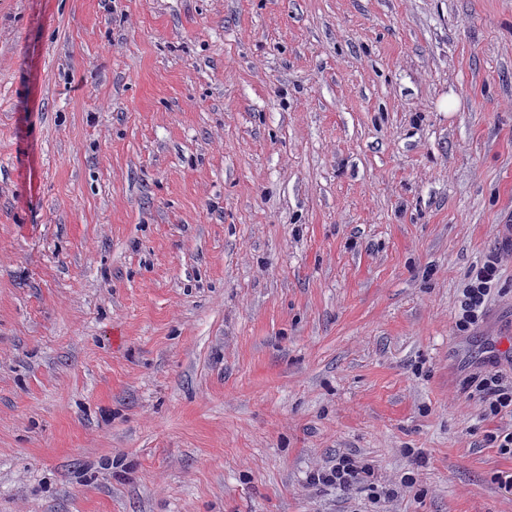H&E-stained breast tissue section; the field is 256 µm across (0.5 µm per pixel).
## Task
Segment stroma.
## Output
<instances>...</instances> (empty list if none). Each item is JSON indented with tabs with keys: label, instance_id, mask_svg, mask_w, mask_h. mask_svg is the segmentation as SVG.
I'll return each instance as SVG.
<instances>
[{
	"label": "stroma",
	"instance_id": "stroma-1",
	"mask_svg": "<svg viewBox=\"0 0 512 512\" xmlns=\"http://www.w3.org/2000/svg\"><path fill=\"white\" fill-rule=\"evenodd\" d=\"M486 369L512 0H0V512H512ZM499 274V258L493 257L475 270L470 278V283L463 291L461 303L463 314L459 320L461 330L468 329L476 324L484 311V304L491 292V285ZM374 471L365 464H361L350 456H341L336 460V464L325 469H318L311 475L313 484L336 485L340 489H359L367 488L371 491L372 499L380 500L383 488L378 491V484L375 482Z\"/></svg>",
	"mask_w": 512,
	"mask_h": 512
}]
</instances>
